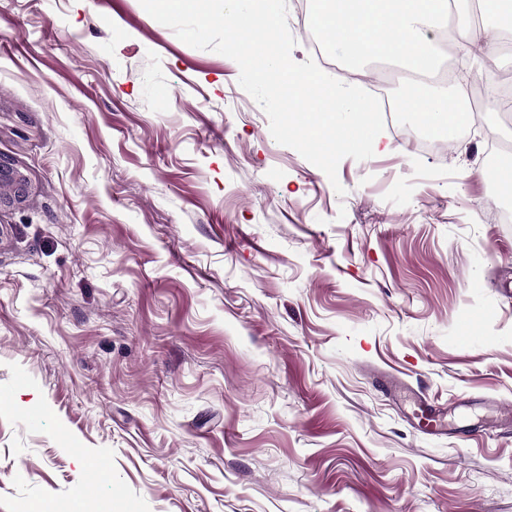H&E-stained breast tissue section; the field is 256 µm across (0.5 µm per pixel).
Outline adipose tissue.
I'll use <instances>...</instances> for the list:
<instances>
[{"mask_svg": "<svg viewBox=\"0 0 512 512\" xmlns=\"http://www.w3.org/2000/svg\"><path fill=\"white\" fill-rule=\"evenodd\" d=\"M482 7L487 25L467 31L451 25L448 0H314L306 23L324 46L340 50L352 65L396 60L424 76L437 66L438 39L488 54L512 32V0H482ZM403 110L416 125L441 136L472 119L458 99L423 89L407 97Z\"/></svg>", "mask_w": 512, "mask_h": 512, "instance_id": "ef3b65f1", "label": "adipose tissue"}]
</instances>
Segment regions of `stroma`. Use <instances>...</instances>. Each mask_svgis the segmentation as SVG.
Listing matches in <instances>:
<instances>
[{
    "mask_svg": "<svg viewBox=\"0 0 512 512\" xmlns=\"http://www.w3.org/2000/svg\"><path fill=\"white\" fill-rule=\"evenodd\" d=\"M327 59L392 106L334 183L140 0H0V512H512V123ZM402 111L407 112L416 125L448 138L457 124L472 120V114L462 107L458 99L423 89L407 97Z\"/></svg>",
    "mask_w": 512,
    "mask_h": 512,
    "instance_id": "1",
    "label": "stroma"
}]
</instances>
